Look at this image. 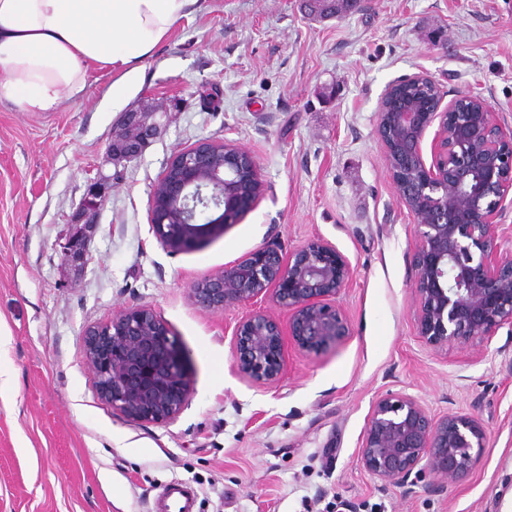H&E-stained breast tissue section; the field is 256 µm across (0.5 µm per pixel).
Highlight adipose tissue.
Wrapping results in <instances>:
<instances>
[{
  "instance_id": "1",
  "label": "adipose tissue",
  "mask_w": 512,
  "mask_h": 512,
  "mask_svg": "<svg viewBox=\"0 0 512 512\" xmlns=\"http://www.w3.org/2000/svg\"><path fill=\"white\" fill-rule=\"evenodd\" d=\"M197 0H0V102L56 112L81 94L89 66L112 73L121 108L139 64Z\"/></svg>"
}]
</instances>
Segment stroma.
<instances>
[{
    "instance_id": "obj_1",
    "label": "stroma",
    "mask_w": 512,
    "mask_h": 512,
    "mask_svg": "<svg viewBox=\"0 0 512 512\" xmlns=\"http://www.w3.org/2000/svg\"><path fill=\"white\" fill-rule=\"evenodd\" d=\"M444 101L483 99L512 125V0H361L313 20L301 0H198L142 63L127 104L167 102L161 132L129 163L104 156L124 114L91 70L60 112L0 103V512H149L172 479L196 512H500L512 488V327L437 349L417 333V227L376 133L387 87L411 74ZM202 139L257 161L265 191L205 243L170 253L148 220L166 161ZM107 175L88 261L63 244L91 180ZM331 242L354 270L336 304L348 336L319 353L284 347L257 385L235 366L236 323L287 321L270 297L203 310L200 279L255 249ZM151 307L187 361L189 396L165 423L102 399L86 331ZM406 393L433 414L465 412L489 438L452 484L382 485L359 465L374 402Z\"/></svg>"
}]
</instances>
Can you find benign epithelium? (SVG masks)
<instances>
[{"instance_id": "7a95c632", "label": "benign epithelium", "mask_w": 512, "mask_h": 512, "mask_svg": "<svg viewBox=\"0 0 512 512\" xmlns=\"http://www.w3.org/2000/svg\"><path fill=\"white\" fill-rule=\"evenodd\" d=\"M425 83L439 89L420 74L392 84L380 102L376 132L398 200L418 227V333L440 349L482 343L502 325H512V254L502 251L498 224L512 189V126L468 94L446 106L439 93L395 102L396 90ZM434 125L428 163L423 140ZM159 129L146 113L130 111L108 153L114 160H134ZM105 180L101 175L89 185L70 223H96ZM263 191L250 154L204 139L165 164L152 187L149 223L169 252L189 250L233 223ZM351 279L348 258L332 243L314 238L287 254L264 246L196 283L190 298L214 310L269 295L288 311L286 327L255 312L234 329L237 370L267 385L283 371L285 339L314 352L349 335L336 297ZM85 348L100 395L114 410L148 422L172 420L182 410L189 393L183 355L151 308L125 310L90 328ZM487 441V430L471 414L436 416L411 395H387L373 405L360 464L384 484H415L427 475L451 483L481 464Z\"/></svg>"}]
</instances>
